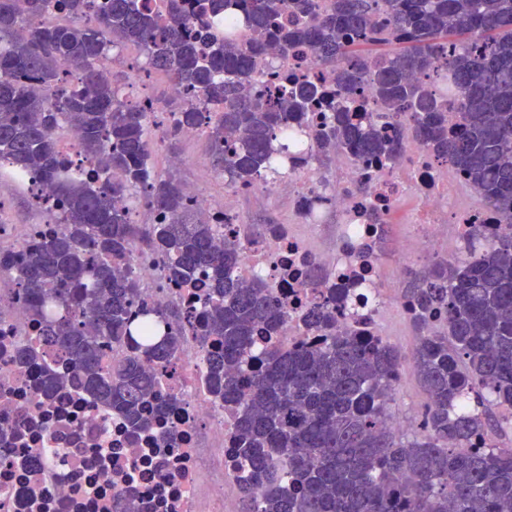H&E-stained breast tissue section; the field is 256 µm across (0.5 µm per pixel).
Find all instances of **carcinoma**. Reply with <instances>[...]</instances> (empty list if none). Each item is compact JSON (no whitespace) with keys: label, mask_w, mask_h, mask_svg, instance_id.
<instances>
[{"label":"carcinoma","mask_w":512,"mask_h":512,"mask_svg":"<svg viewBox=\"0 0 512 512\" xmlns=\"http://www.w3.org/2000/svg\"><path fill=\"white\" fill-rule=\"evenodd\" d=\"M168 2L162 11L149 0H0V163L38 176L61 205L48 223L62 229L0 258V272L15 274L28 316L41 324L38 345L67 359L45 393L76 381L134 436L152 425L147 408L168 407L145 363L172 368L186 313L136 307L141 285L130 262L145 248L165 258L169 282L210 281L196 336L202 348L222 345L206 370L211 390L234 407V454L251 472L239 487L244 512H512V448L482 443L512 430L484 409L488 401L512 409V0H196L194 28L182 0ZM56 11L73 21L49 22ZM213 16L224 17V35L209 30ZM474 38L484 46L477 58L467 50ZM125 44L213 104L206 115L182 105L175 125L205 124L211 164L232 185L279 177L288 145L274 139L288 120L330 94L349 100L366 83L384 118L408 115L407 135L448 158L499 212L503 232L470 242V257L409 273L405 294L419 331L412 364L429 398L420 427L389 425L399 352L339 329L333 307L303 317L320 332L318 344H270L261 364L246 367L255 337L278 336L287 311L266 284L240 279V243L217 244L185 186L154 177L146 138L153 108L126 101L100 73L102 58ZM269 48L306 50L334 72V90L298 79L247 91ZM63 60L78 82L72 90ZM441 67L457 96L455 131L447 100L418 78ZM61 125L97 158L93 181L60 159L53 133ZM315 142L388 160L404 137L335 111ZM140 191L160 221L137 224L118 206ZM125 341L140 353L100 367L101 347Z\"/></svg>","instance_id":"cac0c4a2"}]
</instances>
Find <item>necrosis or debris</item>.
<instances>
[{"mask_svg":"<svg viewBox=\"0 0 512 512\" xmlns=\"http://www.w3.org/2000/svg\"><path fill=\"white\" fill-rule=\"evenodd\" d=\"M282 73L325 84L333 80L331 70L310 56L270 52L247 88L273 86ZM318 156L317 144H309L289 155L286 177L233 187L231 201L222 204L200 187L186 189L189 205L207 212L220 236L243 244L241 278L263 281L287 306L288 322L276 339L280 347L316 340L302 316L337 284L352 298L336 310L340 327L384 339L390 314L411 320L407 298L383 289L379 258L365 255L371 241L388 240L393 221L413 227L390 240L398 277L419 255L451 246L464 257L470 234L491 237L502 228L493 207L469 197L463 172L420 140L407 138L391 162L337 153L332 179L321 175ZM259 189L287 196V223L258 230L247 224L233 200ZM315 264L326 279L322 287L310 288L304 276ZM163 266L160 254H133L131 269L142 284L144 305L200 312L204 288L173 286ZM37 329L12 277L0 276V512H240L242 475L230 456L233 414L207 384L204 353L193 332H185L173 368L159 379V393L171 409L134 438L121 415L78 387L51 399L41 396L45 374L64 366L50 351L30 365L16 363V349L34 345ZM170 432L178 436L173 448L161 441Z\"/></svg>","mask_w":512,"mask_h":512,"instance_id":"necrosis-or-debris-1","label":"necrosis or debris"}]
</instances>
